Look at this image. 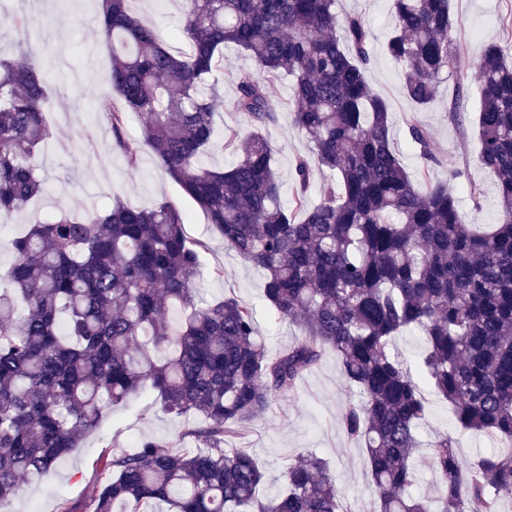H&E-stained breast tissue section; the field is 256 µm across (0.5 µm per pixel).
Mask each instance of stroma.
Instances as JSON below:
<instances>
[{"label": "stroma", "instance_id": "1", "mask_svg": "<svg viewBox=\"0 0 512 512\" xmlns=\"http://www.w3.org/2000/svg\"><path fill=\"white\" fill-rule=\"evenodd\" d=\"M131 6L144 21L153 24L162 42L175 50L183 49L179 35L182 0H132ZM10 22L0 25V40L29 42L49 73L47 91L51 108L46 114L52 137L37 158L47 191L24 211L0 221V265L8 266L11 254L8 240L31 221L49 218L64 206L75 214L88 208L107 207L112 197H120L134 207H150L170 201L186 214L185 231L193 240L210 245L202 252L196 282L206 299L232 295L252 305L258 334L274 354L288 348L300 334L299 328L278 319L263 297L260 272L227 250L218 234L180 187L157 167L142 141L141 123L129 117L126 139L138 153L137 166H129L123 153L112 146V135L98 117V98L107 87L103 81L110 64V48L100 36L98 0H72L61 9L57 0H9ZM459 20L452 38L462 59L474 62L487 43L512 50V0H451ZM339 13H353L366 19L373 31V61L366 78L374 92L391 107L394 138L399 159L413 176H420L423 161L409 149V126H425L434 138V153L440 163L431 176L443 178L449 165L467 170L483 189L481 202L463 198L460 213L468 224L495 223L492 177L478 163L479 144L474 129L479 109L478 92H470L460 104L462 122L448 114L455 93L454 79L445 80L436 101L426 109H415L402 93L401 67L385 52L390 27L388 0H338ZM280 103L278 119L265 130L272 143L274 160L282 177H289L297 158L310 154L307 136L293 126L286 108L291 82L282 78L272 88ZM223 276H216V267ZM342 385L339 365L333 352H326L321 363L299 384L294 400L274 402L269 411L247 428L245 443L266 466L273 479H280L288 463L313 451L326 458L336 481L353 512H372L374 496L368 483L366 458L357 446L346 441L338 419L348 397ZM191 424L190 418L168 413L151 389L116 406H107L99 428L86 436L79 448L60 459L52 469L26 483L7 506V512H57L59 499L80 502L90 512L96 483L105 458L113 446L130 447L140 438L168 441L178 438ZM423 436L446 432L457 436L459 452L466 459L491 448V441L457 430L446 403L431 400L421 426Z\"/></svg>", "mask_w": 512, "mask_h": 512}]
</instances>
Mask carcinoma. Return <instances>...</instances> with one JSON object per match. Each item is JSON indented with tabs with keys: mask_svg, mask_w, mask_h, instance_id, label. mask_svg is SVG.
Segmentation results:
<instances>
[{
	"mask_svg": "<svg viewBox=\"0 0 512 512\" xmlns=\"http://www.w3.org/2000/svg\"><path fill=\"white\" fill-rule=\"evenodd\" d=\"M103 0L99 27L112 52L97 112L127 163L128 118L144 145L224 242L263 275L266 302L303 336L269 354L255 312L234 296L207 301L196 286L204 241H190L169 201L137 208L119 199L77 218L65 207L12 237L0 268V508L21 482L48 470L95 430L108 405L150 387L164 409L194 422L178 439L115 448L93 512H353L328 463L314 452L288 464L281 488L262 499L266 470L241 445L244 429L336 353L343 382L358 393L339 418L361 447L377 512H503L512 500V452L470 462L446 432L419 435L426 394L448 402L457 427L512 443V57L486 46L479 76V163L495 182L497 222H462L444 180L414 185L395 149L389 104L367 82L372 34L336 0H184L173 52L131 10ZM388 56L415 106L468 65L452 33L449 0H389ZM232 44L259 76L236 83L232 108L248 129L218 133L224 105L216 72ZM287 76L293 125L311 143L296 159L292 205L264 131ZM48 72L20 46L0 47V216L43 194L35 161L52 136ZM426 164L430 132L409 128ZM227 138L233 162L204 157ZM328 176L309 204L314 171ZM177 314L171 324L170 313ZM422 338L418 375L395 352ZM192 439L195 448L183 443ZM430 460L433 498L406 494L416 456Z\"/></svg>",
	"mask_w": 512,
	"mask_h": 512,
	"instance_id": "1",
	"label": "carcinoma"
}]
</instances>
